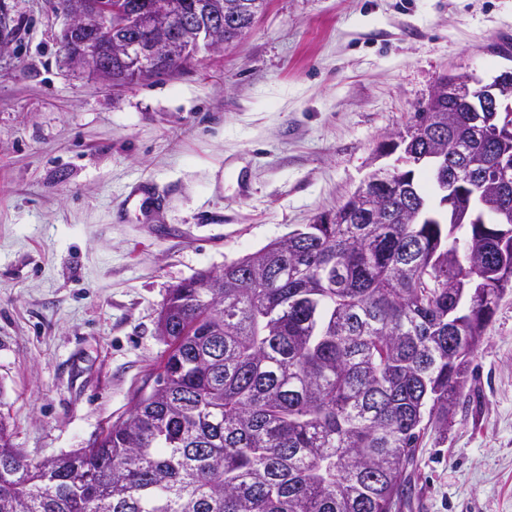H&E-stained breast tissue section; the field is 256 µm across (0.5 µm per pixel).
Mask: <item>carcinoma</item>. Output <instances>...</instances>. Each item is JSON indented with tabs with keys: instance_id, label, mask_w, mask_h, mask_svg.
I'll list each match as a JSON object with an SVG mask.
<instances>
[{
	"instance_id": "carcinoma-1",
	"label": "carcinoma",
	"mask_w": 512,
	"mask_h": 512,
	"mask_svg": "<svg viewBox=\"0 0 512 512\" xmlns=\"http://www.w3.org/2000/svg\"><path fill=\"white\" fill-rule=\"evenodd\" d=\"M441 96L404 153L461 158L485 195L429 202L415 169L173 288L153 385L91 448L31 460L0 421V512H396L428 420L448 425L512 290L495 140Z\"/></svg>"
}]
</instances>
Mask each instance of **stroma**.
Segmentation results:
<instances>
[{
	"instance_id": "35a3bbf8",
	"label": "stroma",
	"mask_w": 512,
	"mask_h": 512,
	"mask_svg": "<svg viewBox=\"0 0 512 512\" xmlns=\"http://www.w3.org/2000/svg\"><path fill=\"white\" fill-rule=\"evenodd\" d=\"M0 52V418L38 460L152 384L173 286L335 210L446 75L512 68V0H269L251 30L129 85L61 62L55 0ZM166 195L161 213L131 195ZM399 512H512V291Z\"/></svg>"
}]
</instances>
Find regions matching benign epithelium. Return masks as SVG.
<instances>
[{"label": "benign epithelium", "instance_id": "1", "mask_svg": "<svg viewBox=\"0 0 512 512\" xmlns=\"http://www.w3.org/2000/svg\"><path fill=\"white\" fill-rule=\"evenodd\" d=\"M267 0H244L234 10L249 16L239 27L245 35ZM66 18L61 40L72 52L68 65L89 76L125 84L157 71L172 70V63H190L200 49L224 43V11L211 0H70L61 11ZM17 31V18L8 0H0V51L5 50ZM433 94L465 102L472 112H491L485 121L477 117L478 131L495 132L501 143L512 138V122L495 124L496 117L512 119V70H503L489 81L470 77L443 78ZM469 169L459 164L452 179H441L444 195L455 196Z\"/></svg>", "mask_w": 512, "mask_h": 512}]
</instances>
